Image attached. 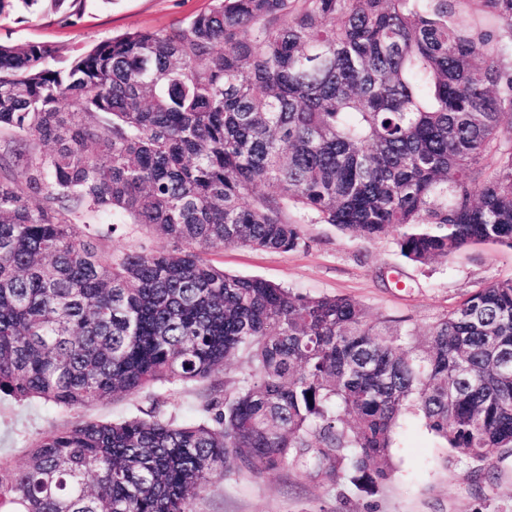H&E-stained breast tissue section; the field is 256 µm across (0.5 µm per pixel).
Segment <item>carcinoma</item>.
Here are the masks:
<instances>
[{
  "label": "carcinoma",
  "mask_w": 512,
  "mask_h": 512,
  "mask_svg": "<svg viewBox=\"0 0 512 512\" xmlns=\"http://www.w3.org/2000/svg\"><path fill=\"white\" fill-rule=\"evenodd\" d=\"M55 58L0 42V396L72 412L245 367L199 422L43 431L0 459V512H192L290 462L373 489L409 412L460 460L512 451V279L421 339L209 259L301 224L420 264L512 248V0H213ZM130 224L164 246L103 261Z\"/></svg>",
  "instance_id": "carcinoma-1"
}]
</instances>
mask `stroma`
<instances>
[{"label":"stroma","mask_w":512,"mask_h":512,"mask_svg":"<svg viewBox=\"0 0 512 512\" xmlns=\"http://www.w3.org/2000/svg\"><path fill=\"white\" fill-rule=\"evenodd\" d=\"M212 0H6L0 40L45 43L60 63L114 35L161 29L209 11ZM303 243L288 252L231 247L215 261L231 274L257 276L314 297L344 296L375 319H402L425 331L471 293L512 279V250L472 245L427 265L404 259L393 235L364 241L331 224H304ZM212 384V383H211ZM211 384H165L92 401L78 412L53 413L38 402L0 399V456L23 466L36 435L76 418L144 417L151 412L186 423L199 420ZM391 472L373 491L288 465L260 476L234 473L212 481L194 512H512V456L494 462L490 480L476 479L420 419H402Z\"/></svg>","instance_id":"1"}]
</instances>
